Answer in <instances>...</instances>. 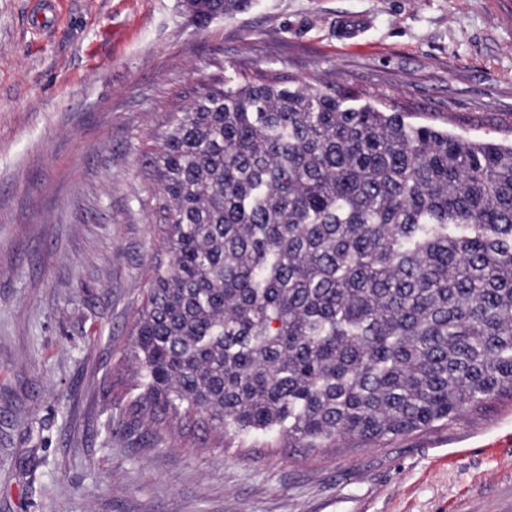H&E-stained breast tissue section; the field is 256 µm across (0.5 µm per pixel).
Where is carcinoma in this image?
I'll return each mask as SVG.
<instances>
[{"label":"carcinoma","instance_id":"1","mask_svg":"<svg viewBox=\"0 0 512 512\" xmlns=\"http://www.w3.org/2000/svg\"><path fill=\"white\" fill-rule=\"evenodd\" d=\"M250 4L183 0L199 27ZM159 140L170 259L134 351L152 417L368 447L512 401V145L232 76Z\"/></svg>","mask_w":512,"mask_h":512}]
</instances>
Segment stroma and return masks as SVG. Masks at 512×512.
I'll use <instances>...</instances> for the list:
<instances>
[{
	"instance_id": "1",
	"label": "stroma",
	"mask_w": 512,
	"mask_h": 512,
	"mask_svg": "<svg viewBox=\"0 0 512 512\" xmlns=\"http://www.w3.org/2000/svg\"><path fill=\"white\" fill-rule=\"evenodd\" d=\"M0 0V512H512V405L371 448L139 421L134 317L167 259L146 155L219 69L332 82L512 143V0ZM358 18L355 40L344 20ZM181 2L199 27H205L216 19L234 16L251 4V0H183Z\"/></svg>"
}]
</instances>
